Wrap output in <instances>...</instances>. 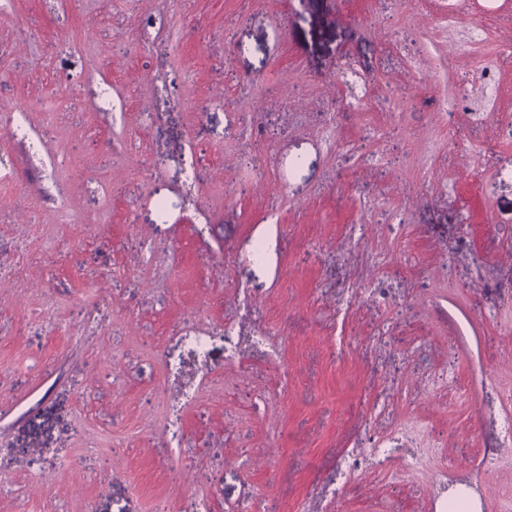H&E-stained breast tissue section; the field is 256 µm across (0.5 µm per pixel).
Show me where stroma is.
<instances>
[{
    "instance_id": "1",
    "label": "stroma",
    "mask_w": 512,
    "mask_h": 512,
    "mask_svg": "<svg viewBox=\"0 0 512 512\" xmlns=\"http://www.w3.org/2000/svg\"><path fill=\"white\" fill-rule=\"evenodd\" d=\"M510 41L512 0H0V512H512Z\"/></svg>"
}]
</instances>
